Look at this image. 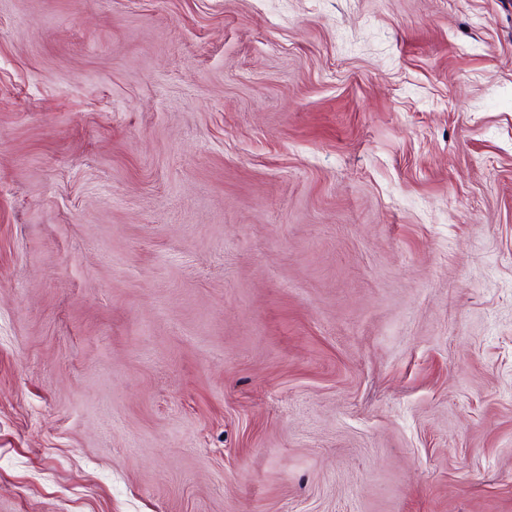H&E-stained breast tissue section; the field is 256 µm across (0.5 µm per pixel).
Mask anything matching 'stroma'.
<instances>
[{
  "mask_svg": "<svg viewBox=\"0 0 512 512\" xmlns=\"http://www.w3.org/2000/svg\"><path fill=\"white\" fill-rule=\"evenodd\" d=\"M0 512H512V0H0Z\"/></svg>",
  "mask_w": 512,
  "mask_h": 512,
  "instance_id": "35a3bbf8",
  "label": "stroma"
}]
</instances>
